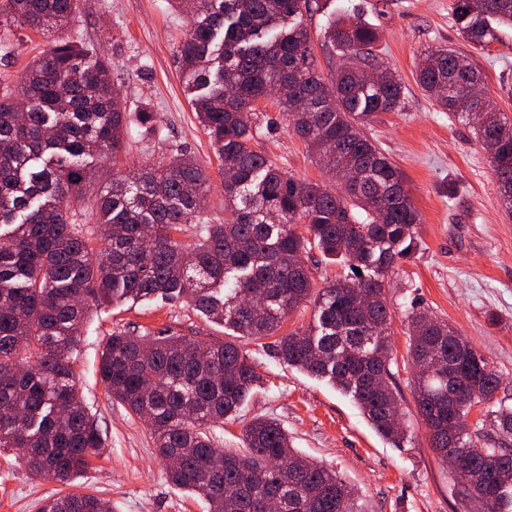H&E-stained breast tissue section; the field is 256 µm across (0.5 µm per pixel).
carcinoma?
Wrapping results in <instances>:
<instances>
[{"mask_svg": "<svg viewBox=\"0 0 512 512\" xmlns=\"http://www.w3.org/2000/svg\"><path fill=\"white\" fill-rule=\"evenodd\" d=\"M77 0H0V51L14 28L54 29L57 39L25 67L18 85L0 75V448L21 452L35 479L69 485L103 442L73 384L72 357L89 311L164 295L189 300L240 337L272 338L288 365L352 398L381 437L403 441L392 386L390 308L384 282L417 248L420 214L402 173L363 131L404 104V85L376 66L377 28L341 14L323 45L344 60L320 71L303 16L312 0H171L193 19L175 55L198 121L221 161L224 210L199 242L175 238L199 223L209 176L189 154L133 168L99 188L90 214L76 208L96 167L124 151L149 112L119 102L111 59L69 31ZM459 34L481 48L512 26V0H453ZM482 81L468 57L431 49L417 73L448 115L473 124L512 216V116L467 94ZM276 104L336 191L283 173L254 150L257 105ZM302 225L299 230L296 225ZM316 249L350 274L313 291L302 255ZM314 319L279 334L311 293ZM416 413L463 499L512 512V406L496 397L488 359L442 320L407 314ZM100 379L112 399L148 417L155 447L178 487L204 496L209 512H363L336 472L292 448L270 419L244 428L246 452L213 446L209 428L236 416L259 375L234 342L115 331ZM481 407L475 426L465 424ZM40 512H109L89 494H53Z\"/></svg>", "mask_w": 512, "mask_h": 512, "instance_id": "carcinoma-1", "label": "carcinoma"}]
</instances>
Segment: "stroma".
I'll return each instance as SVG.
<instances>
[{
    "instance_id": "1",
    "label": "stroma",
    "mask_w": 512,
    "mask_h": 512,
    "mask_svg": "<svg viewBox=\"0 0 512 512\" xmlns=\"http://www.w3.org/2000/svg\"><path fill=\"white\" fill-rule=\"evenodd\" d=\"M451 0H319L304 24L316 44L323 73L341 63L321 44L330 17L352 9L379 28L373 51L405 87V105L381 112L367 134L402 173L420 212L419 247L385 280L391 311L392 380L410 439L396 447L375 433L357 405L327 381L283 363L263 342L239 344L260 377L237 419L213 426L216 447L244 450L243 429L253 418L277 420L296 448L334 469L351 485L366 512H474L454 492L448 467L429 448V436L410 389L406 314L418 308L448 321L489 360L501 378L499 396L512 401V219L506 215L486 151L470 126L447 111L416 82L425 51L447 47L466 55L483 76V90L512 115V28L478 48L459 34ZM191 20L168 0H79L72 33L101 50L127 111L153 113V129H132L123 154L129 169L185 151L210 177L200 224L185 225L178 238L195 243L201 224L223 223L220 163L183 87L173 47ZM255 150L288 175L330 184L305 143L274 101L259 103ZM139 335L167 332L188 340L221 343L232 332L181 300L100 305L89 313L74 362L76 388L96 422L104 448L70 487L109 501L112 512H209L206 499L176 487L157 454L147 424L105 391L98 373L103 343L113 330ZM60 484L30 477L14 451L0 450V512H38L42 498Z\"/></svg>"
}]
</instances>
